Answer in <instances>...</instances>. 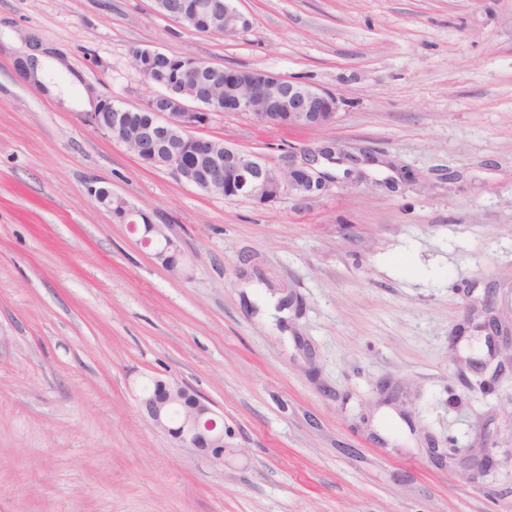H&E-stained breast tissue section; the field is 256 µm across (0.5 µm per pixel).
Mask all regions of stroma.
Listing matches in <instances>:
<instances>
[{"mask_svg":"<svg viewBox=\"0 0 512 512\" xmlns=\"http://www.w3.org/2000/svg\"><path fill=\"white\" fill-rule=\"evenodd\" d=\"M234 36L153 0H0V512H512V0H237ZM63 59L69 98L18 44ZM313 83L335 123L214 114L283 163L325 139L407 171L261 205L149 168L82 94L153 95L131 51ZM149 215L184 275L90 187ZM224 415L225 461L140 412L146 376Z\"/></svg>","mask_w":512,"mask_h":512,"instance_id":"1","label":"stroma"}]
</instances>
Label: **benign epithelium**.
Returning a JSON list of instances; mask_svg holds the SVG:
<instances>
[{"label":"benign epithelium","mask_w":512,"mask_h":512,"mask_svg":"<svg viewBox=\"0 0 512 512\" xmlns=\"http://www.w3.org/2000/svg\"><path fill=\"white\" fill-rule=\"evenodd\" d=\"M157 10L198 33L232 35L249 26V20L233 0L219 4L198 0L193 13H185L181 0H155ZM161 56L151 48L132 54L145 83L155 86L148 62ZM342 98L319 86L282 75L215 66L188 58L182 88L153 95L142 107L143 115L132 124L131 110L110 101L88 114L98 130L124 144L145 166L164 170L179 181L222 197H244L259 204H274L293 196L312 200L326 195L337 182L330 168L352 159L368 160L345 152L334 140H324L288 153V160L274 165L260 157L224 144L221 138L198 136L216 112H239L264 128H322L336 122ZM92 193L112 216L129 221L141 241L154 247V256L177 275L185 269L181 248L144 213L141 222L131 219L133 211L121 197L104 188ZM153 390H139L136 400L144 416L176 447L224 460V416L214 405L174 377L151 378Z\"/></svg>","instance_id":"7a95c632"}]
</instances>
